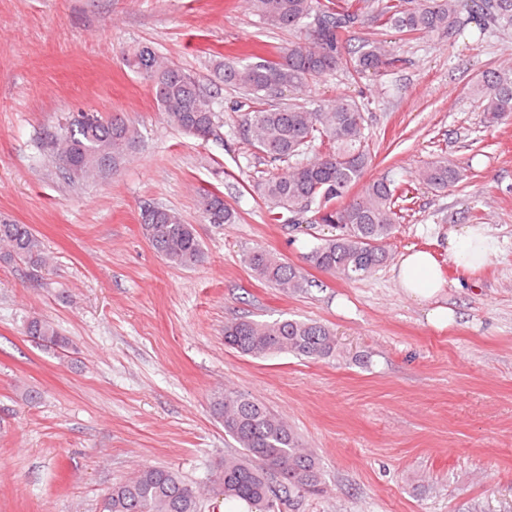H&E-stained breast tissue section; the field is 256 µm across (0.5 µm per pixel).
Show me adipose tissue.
Returning a JSON list of instances; mask_svg holds the SVG:
<instances>
[{"instance_id":"1","label":"adipose tissue","mask_w":512,"mask_h":512,"mask_svg":"<svg viewBox=\"0 0 512 512\" xmlns=\"http://www.w3.org/2000/svg\"><path fill=\"white\" fill-rule=\"evenodd\" d=\"M496 241L485 230L465 225L448 234V254L461 270L469 271L484 264L496 251ZM397 279L404 293L413 301L428 305L426 315L431 326H448L453 313L439 305L438 297L444 283L429 253L411 251L403 256L397 270Z\"/></svg>"}]
</instances>
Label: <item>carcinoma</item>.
Masks as SVG:
<instances>
[{"instance_id":"obj_1","label":"carcinoma","mask_w":512,"mask_h":512,"mask_svg":"<svg viewBox=\"0 0 512 512\" xmlns=\"http://www.w3.org/2000/svg\"><path fill=\"white\" fill-rule=\"evenodd\" d=\"M252 12L269 28L314 30L288 46L233 66L216 67V80L200 84L190 72L142 44L126 62L150 83L165 122L183 133L206 139L220 127L215 109L224 86L244 90L249 112L246 140L273 163L285 167L256 185L270 219L282 224H324L335 234L307 256L315 267L346 279L366 277L389 260L384 243L403 219L400 186L387 179L366 184L352 196L372 163L364 145V115L346 99L310 107H267L275 89L303 96L313 81L343 65L353 77L392 68L402 62L395 50L375 37L343 56L344 34L357 26L391 28L409 37L453 35L463 19L478 37L493 28L512 27V0H248ZM469 93L481 104L484 121L493 125L512 114V62L485 70ZM59 174L71 183L106 178L136 151L142 133L120 115L74 112L62 127L45 134ZM312 157L303 160L301 156ZM466 168L446 156L414 172L415 179L445 190L461 182ZM201 217L208 224H233L235 210L218 191L200 195ZM141 224L150 245L166 263L190 268L205 259L194 225L171 210L145 203ZM49 257L29 224L0 217V261H21L34 270ZM253 276L293 294L306 287L302 271L280 255L255 248L244 256ZM24 335L46 350L67 348L70 340L43 316L25 318ZM224 345L244 356L265 358L293 353L312 360L336 356L334 332L325 324L298 319L224 323ZM213 416L240 448L224 457L219 479L224 498L240 499L258 512H280L279 504L297 495H321L326 484L317 456L302 447L288 422L257 400L238 391L211 398ZM200 496L168 467H144L113 484L100 512H199Z\"/></svg>"}]
</instances>
